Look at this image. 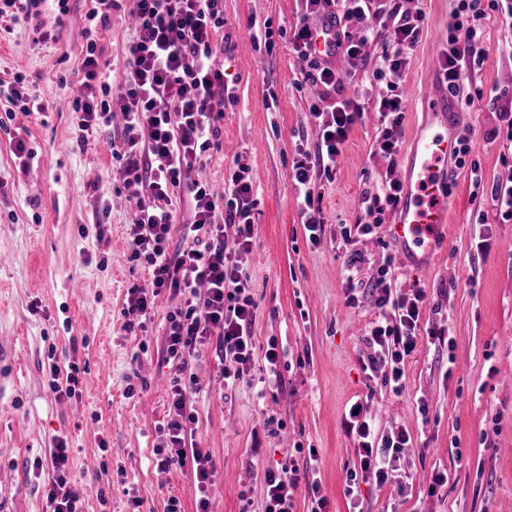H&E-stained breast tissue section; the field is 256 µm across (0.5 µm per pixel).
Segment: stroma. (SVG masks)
Listing matches in <instances>:
<instances>
[{
	"label": "stroma",
	"instance_id": "stroma-1",
	"mask_svg": "<svg viewBox=\"0 0 512 512\" xmlns=\"http://www.w3.org/2000/svg\"><path fill=\"white\" fill-rule=\"evenodd\" d=\"M91 0H68L66 13L44 10L38 21L0 38V77H26L27 92L44 106L25 112L0 100V512H46L51 477L43 461L58 439L68 441V490L82 512H197L200 493L192 464L161 470L175 369L166 364V317L179 297L161 293L148 316L127 311L129 291L149 282L133 260L127 226L137 203L124 190L116 157L118 133L75 143L70 101L82 82L83 34ZM457 0H410L424 25L403 82V134L421 124L436 52L448 43ZM301 0H224V77L233 93L217 143L193 177L216 191L234 162L254 183L255 237L248 274L257 304V346L276 338L286 355L283 386L259 399L254 385L228 390L214 347L186 357L202 386L193 403L194 439L209 454L214 485L208 512H263V469L293 449L314 464L329 512H512V223H501L494 185L512 180V143L496 137L497 114L512 108V29L492 12L487 54L468 64L464 90L482 92L461 128L473 144L453 189L451 241L433 247L429 269L409 267L384 227L347 243L343 232L368 222L367 197L385 174L376 153L381 130L371 84L382 44L367 49L347 94L364 109L335 168L320 175L324 232L306 235L291 180L298 152L314 150L319 131L303 86L301 62L289 39L303 22ZM49 31L42 42L41 31ZM128 7L114 10L97 33L99 63L112 87L124 79L136 39ZM34 151L17 159L10 141ZM487 234L481 253L475 238ZM392 257L406 289L427 290L421 330L448 327L452 343L420 345L405 364V388L394 393L368 380L361 338L379 316L371 281ZM354 290L358 306L346 302ZM79 368L76 395L57 399L47 366ZM363 400L378 428L406 425L412 445L400 456L405 488L360 481L355 443L343 420ZM275 425L265 426L263 410ZM450 475L429 494L435 471ZM139 508H131V499Z\"/></svg>",
	"mask_w": 512,
	"mask_h": 512
}]
</instances>
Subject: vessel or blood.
Listing matches in <instances>:
<instances>
[{
  "label": "vessel or blood",
  "instance_id": "1",
  "mask_svg": "<svg viewBox=\"0 0 512 512\" xmlns=\"http://www.w3.org/2000/svg\"><path fill=\"white\" fill-rule=\"evenodd\" d=\"M428 113L429 122L412 142L399 215L386 227L388 236L399 243L409 261L421 268L428 265L432 245L450 238L451 163L460 137L455 105L437 94Z\"/></svg>",
  "mask_w": 512,
  "mask_h": 512
}]
</instances>
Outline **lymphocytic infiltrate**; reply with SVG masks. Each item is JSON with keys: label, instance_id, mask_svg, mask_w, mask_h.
<instances>
[{"label": "lymphocytic infiltrate", "instance_id": "1", "mask_svg": "<svg viewBox=\"0 0 512 512\" xmlns=\"http://www.w3.org/2000/svg\"><path fill=\"white\" fill-rule=\"evenodd\" d=\"M130 10L139 36L129 48L124 83L111 91L100 72L97 43L86 42L81 62L83 81L72 102L77 114V144H85L98 131L112 128V117L121 114L120 135L127 146L119 168L124 189L136 198L139 214L129 229V245L135 259L144 260L148 288L130 291L129 312L147 314L155 293L167 289L181 296L182 304L169 312L165 354L178 360L215 343L224 363L225 387L236 386L249 376L256 351L252 325L257 304L250 292L246 257L251 251L255 226L252 182L247 168L235 164L229 171L232 189L216 195L209 184L188 179L220 133L224 106L230 92L224 67L217 61L216 37L224 26L223 0H132ZM305 22L293 34V43L306 83L334 95L330 110L313 109L320 129L316 151H305L293 162L292 180L298 205L311 243H319L323 223L314 206L312 183L316 175L334 165L348 134L363 111L346 96L339 71L312 51L313 32L323 20L334 25V49L350 66L365 59L367 45L383 43L385 52L373 77L380 87L375 100L383 128L377 152L388 163L385 177L368 209L370 223L355 225L357 236L373 233L384 222L386 206L402 199L404 187L393 163L402 142V82L424 23L421 12L405 9L403 0H342L340 13L331 15L329 0H303ZM483 0H458L448 25V48L443 51L440 82L462 109L473 108L476 98L463 93L464 62H478L487 53ZM192 203L190 222L183 235L191 244L181 252L168 251L173 216L169 210L174 192ZM235 229L226 239L225 226ZM394 262L385 258L373 278L371 296L384 311L363 338L369 353L362 362L371 376H382L394 393L405 387V360L417 347L420 321L426 308L425 289L392 290ZM198 389L196 377L174 378L171 417L167 423L169 452L157 460L160 469L193 462L200 490L212 484L209 455L198 448L188 411L190 395ZM362 404H354L344 427L356 444L363 478L384 485L395 481V463L411 435L398 425L376 436L372 423L363 419ZM52 479L47 489L49 512H81L78 499L67 489L66 441H57L48 453ZM315 494L313 512H326L327 499L319 482L309 481L296 457L283 453L264 472V512H294L295 494L303 483Z\"/></svg>", "mask_w": 512, "mask_h": 512}]
</instances>
